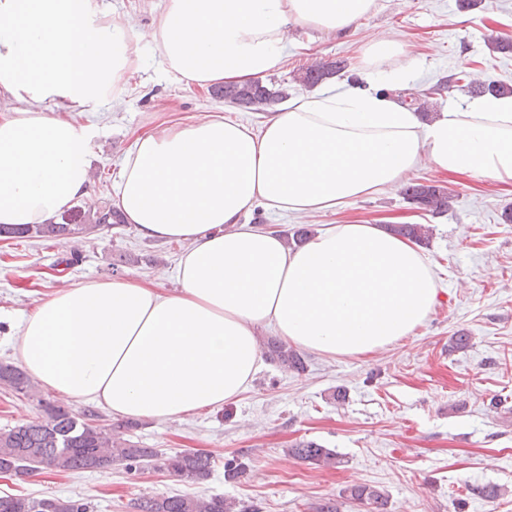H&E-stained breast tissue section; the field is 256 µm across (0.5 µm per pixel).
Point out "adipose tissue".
<instances>
[{"label": "adipose tissue", "mask_w": 512, "mask_h": 512, "mask_svg": "<svg viewBox=\"0 0 512 512\" xmlns=\"http://www.w3.org/2000/svg\"><path fill=\"white\" fill-rule=\"evenodd\" d=\"M377 0H165L145 37L99 0H0V224H46L88 193L97 126L70 120L119 94L148 41L168 78L206 87L264 79L283 64L287 27L348 33ZM365 82L258 115L164 124L123 159L115 204L142 237L189 248L167 291L96 279L41 298L19 327L25 372L113 415L165 421L236 399L261 368L259 329L329 355L408 336L439 288L420 248L377 224H333L288 246L246 220L257 206L333 210L400 183L421 162L512 181V96L484 95L433 119L376 89L411 64L370 38Z\"/></svg>", "instance_id": "adipose-tissue-1"}]
</instances>
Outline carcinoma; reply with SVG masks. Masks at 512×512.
Instances as JSON below:
<instances>
[{"label": "carcinoma", "mask_w": 512, "mask_h": 512, "mask_svg": "<svg viewBox=\"0 0 512 512\" xmlns=\"http://www.w3.org/2000/svg\"><path fill=\"white\" fill-rule=\"evenodd\" d=\"M344 61H318L302 69L294 81L302 88H312L324 80L341 74ZM469 92L475 96L486 93L512 94V87L499 82L471 81ZM218 99L252 112H263L288 97V88L249 83L241 86H218L213 89ZM404 199L435 215H443L451 207L453 194L448 188L412 181L402 187ZM123 223L121 215L107 205L75 206L61 216L58 224H33L23 227L0 225V238L73 239L103 227ZM394 234L423 243L429 239L425 224H392ZM263 349L271 361L285 372L301 373L306 366L300 354L288 343L269 338ZM0 385L17 392L35 395L31 379L17 366L0 364ZM40 413L22 424L0 430V473L26 474L41 465L60 472H85L103 469L116 462L131 468L155 465L189 481L205 479L212 470V457L199 452L162 453L156 448H138L126 439V432L138 426L126 421L109 428L92 423L99 413L87 410L76 415L62 406L38 399ZM288 456L323 466L336 464V454L314 441H300L288 449ZM352 500L383 512V493L366 485L349 489ZM237 503L222 496L208 498L180 495H156L134 502L135 512H235ZM85 498L42 497L21 495L0 496V512H91Z\"/></svg>", "instance_id": "cac0c4a2"}]
</instances>
